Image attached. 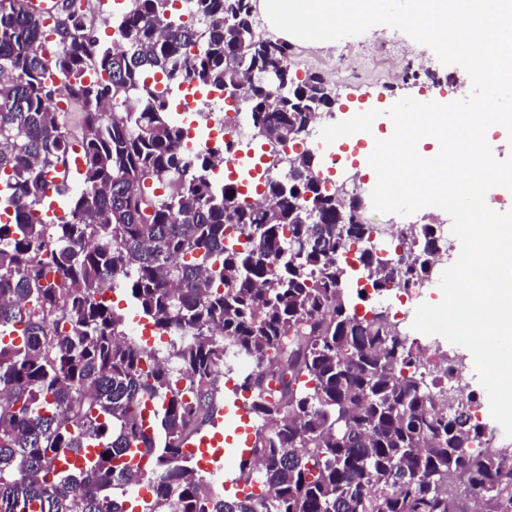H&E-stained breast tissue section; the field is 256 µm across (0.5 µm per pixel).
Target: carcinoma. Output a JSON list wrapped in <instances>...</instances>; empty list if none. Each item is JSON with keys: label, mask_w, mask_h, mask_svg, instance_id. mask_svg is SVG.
Segmentation results:
<instances>
[{"label": "carcinoma", "mask_w": 512, "mask_h": 512, "mask_svg": "<svg viewBox=\"0 0 512 512\" xmlns=\"http://www.w3.org/2000/svg\"><path fill=\"white\" fill-rule=\"evenodd\" d=\"M74 3L48 25L32 0H0V512H128L144 480L142 512H470L449 490L460 476L479 512H512V447L473 448L470 408L442 411L445 381L383 311L360 318L349 288L357 274L377 292L424 282L436 225H400L407 251L385 268L374 225L353 198L336 209L309 149L296 181L267 174L246 202L243 182L209 178L226 150L187 152L151 81L222 94L276 71L295 94L255 86L243 107L284 144L334 106L314 74L294 77L290 44L242 42L252 0H193L185 18L173 0H126L110 41ZM62 99L80 104L79 137ZM76 155L77 184L49 195ZM117 289L154 335L185 339L143 344L107 299ZM238 355L262 360L237 382L255 421L239 482L260 492L227 497L183 449Z\"/></svg>", "instance_id": "obj_1"}]
</instances>
